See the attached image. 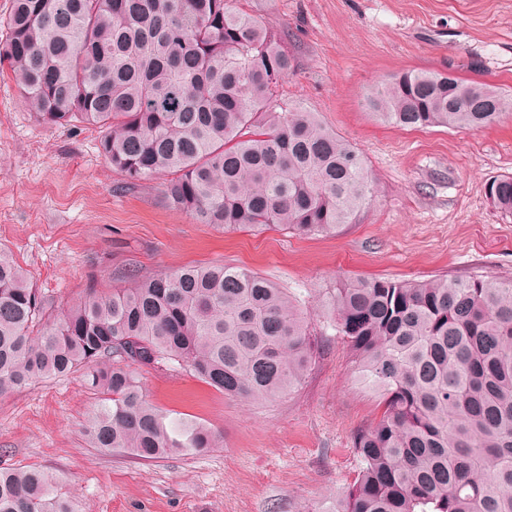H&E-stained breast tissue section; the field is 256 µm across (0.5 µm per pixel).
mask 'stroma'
I'll return each instance as SVG.
<instances>
[{"instance_id":"1","label":"stroma","mask_w":512,"mask_h":512,"mask_svg":"<svg viewBox=\"0 0 512 512\" xmlns=\"http://www.w3.org/2000/svg\"><path fill=\"white\" fill-rule=\"evenodd\" d=\"M296 60L279 96L319 113L376 183L353 223L304 237L224 230L172 207L158 181L126 185L97 129L39 124L0 74V245L60 315L89 286H130L186 265L245 267L299 297L314 354L271 401L224 397L176 365L143 367L148 400L203 422L222 447L144 461L89 445L98 400L74 372L0 396V467L54 472L81 512H334L357 473L353 435L381 413L322 309L355 278H512V215L486 196L512 175V115L479 130L377 121L365 94L407 69L452 71L512 94V0H238Z\"/></svg>"}]
</instances>
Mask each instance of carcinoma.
Returning a JSON list of instances; mask_svg holds the SVG:
<instances>
[{
    "instance_id": "cac0c4a2",
    "label": "carcinoma",
    "mask_w": 512,
    "mask_h": 512,
    "mask_svg": "<svg viewBox=\"0 0 512 512\" xmlns=\"http://www.w3.org/2000/svg\"><path fill=\"white\" fill-rule=\"evenodd\" d=\"M237 0H13L0 67L46 126L100 130L129 185L162 192L199 224L281 225L316 235L372 200L362 154L276 90L293 70L283 37ZM393 125L481 129L512 98L434 70L392 75L366 97ZM489 199L512 215V176ZM330 326L379 418L356 431L357 475L336 512H512V279H357L327 303ZM308 315L259 274L187 266L90 288L57 319L0 247V395L83 371L100 394L93 447L141 460L217 448L206 424L173 422L143 393L142 366L177 362L228 398L297 386L311 363ZM0 512H80L58 477L0 468Z\"/></svg>"
}]
</instances>
